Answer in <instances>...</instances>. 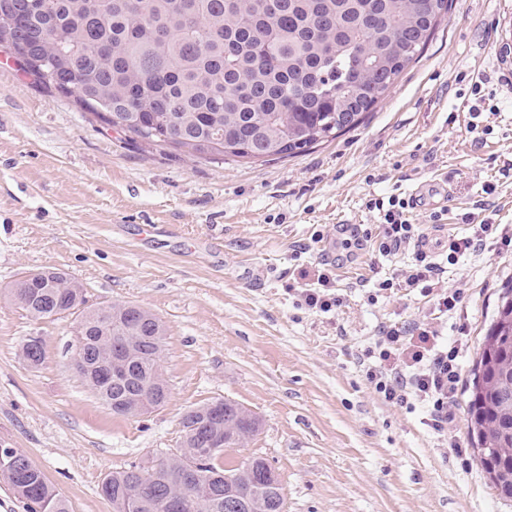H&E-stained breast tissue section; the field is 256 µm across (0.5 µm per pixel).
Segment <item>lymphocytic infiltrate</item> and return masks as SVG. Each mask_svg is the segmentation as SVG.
Returning <instances> with one entry per match:
<instances>
[{
    "instance_id": "1",
    "label": "lymphocytic infiltrate",
    "mask_w": 512,
    "mask_h": 512,
    "mask_svg": "<svg viewBox=\"0 0 512 512\" xmlns=\"http://www.w3.org/2000/svg\"><path fill=\"white\" fill-rule=\"evenodd\" d=\"M491 205V200H482L475 211L463 214L462 221L469 224L470 231L449 238L445 259L441 262L433 259L422 246L428 225L414 224L409 219L414 207L412 200L393 194L367 202L368 208L379 215L374 238L351 233L343 238L342 245L351 254L370 249L375 261L402 250L410 251L411 261L397 279L379 281L378 290L395 286L417 288L423 295L433 297L436 310L449 312L460 303L461 294L445 287L447 266L491 246L512 250V234L480 217ZM335 270L332 263H322L314 282L289 286L296 306L315 313L336 311L343 303V296L336 288ZM372 354L375 361L369 365L366 375L385 401L401 405L415 400L428 408L434 431H447L454 419L451 406L459 381V355L456 347L445 342L438 324L427 319L379 326Z\"/></svg>"
}]
</instances>
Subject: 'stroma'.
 <instances>
[{
    "label": "stroma",
    "mask_w": 512,
    "mask_h": 512,
    "mask_svg": "<svg viewBox=\"0 0 512 512\" xmlns=\"http://www.w3.org/2000/svg\"><path fill=\"white\" fill-rule=\"evenodd\" d=\"M512 0H454L420 60L364 123L305 153L269 163L199 162L135 147L74 97L31 85L0 50V441L23 450L70 512H112L111 472L176 451L189 408L230 399L260 432L226 451L235 464L267 459L285 512H512L483 470L467 403L482 339L505 288L512 252L488 249L449 266L462 292L442 318L459 349L460 382L447 436L422 410L384 400L360 355L382 324L434 310L419 291L369 301L365 283L391 278L408 252L371 262L346 256L337 227L375 231L373 196L416 197L412 221L441 223L430 240L465 233L463 213L496 185L489 223L512 229ZM499 78L489 133L470 131L472 77ZM336 263V312L299 309L287 286ZM57 268L89 304L132 303L166 327L169 399L114 414L71 367L76 321L32 320L10 285ZM31 336L44 360L19 357Z\"/></svg>",
    "instance_id": "obj_1"
}]
</instances>
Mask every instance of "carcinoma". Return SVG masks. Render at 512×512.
Returning a JSON list of instances; mask_svg holds the SVG:
<instances>
[{
    "label": "carcinoma",
    "mask_w": 512,
    "mask_h": 512,
    "mask_svg": "<svg viewBox=\"0 0 512 512\" xmlns=\"http://www.w3.org/2000/svg\"><path fill=\"white\" fill-rule=\"evenodd\" d=\"M452 0H0V47L44 92L75 96L95 121L134 144L173 148L222 163L294 157L358 126L418 61ZM34 320L78 315L71 359L107 406L123 390L102 377L115 336H134V395L153 383L166 328L130 304L87 305L84 288L51 269L10 287ZM41 338L22 344L30 367ZM512 289L482 341L468 417L479 461L512 499ZM171 455L108 474L114 512H283L284 488L262 457L236 465L224 453L260 430L259 418L219 399L191 408ZM0 481L28 512H69L67 501L26 455L0 464Z\"/></svg>",
    "instance_id": "1"
}]
</instances>
